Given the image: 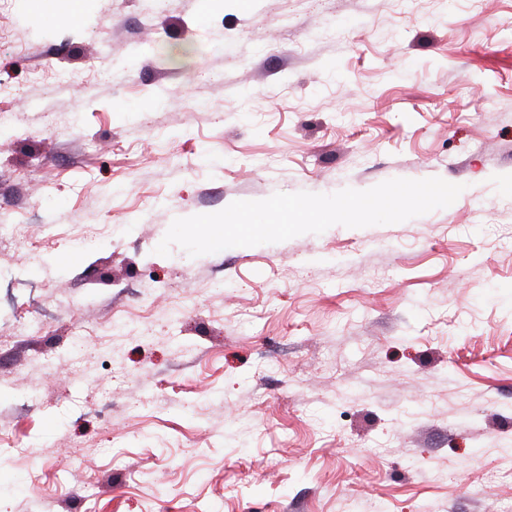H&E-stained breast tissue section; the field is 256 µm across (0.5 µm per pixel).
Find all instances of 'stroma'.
<instances>
[{
	"label": "stroma",
	"instance_id": "35a3bbf8",
	"mask_svg": "<svg viewBox=\"0 0 512 512\" xmlns=\"http://www.w3.org/2000/svg\"><path fill=\"white\" fill-rule=\"evenodd\" d=\"M0 109V512H512V0H0Z\"/></svg>",
	"mask_w": 512,
	"mask_h": 512
}]
</instances>
